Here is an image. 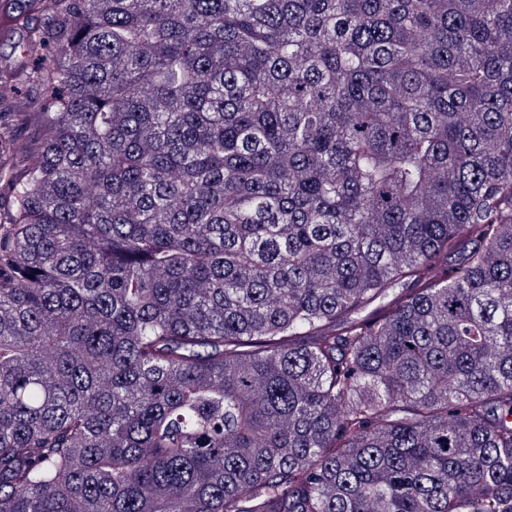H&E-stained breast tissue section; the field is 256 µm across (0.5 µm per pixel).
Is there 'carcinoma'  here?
Instances as JSON below:
<instances>
[{
  "label": "carcinoma",
  "mask_w": 512,
  "mask_h": 512,
  "mask_svg": "<svg viewBox=\"0 0 512 512\" xmlns=\"http://www.w3.org/2000/svg\"><path fill=\"white\" fill-rule=\"evenodd\" d=\"M0 42V512H512V0Z\"/></svg>",
  "instance_id": "carcinoma-1"
}]
</instances>
